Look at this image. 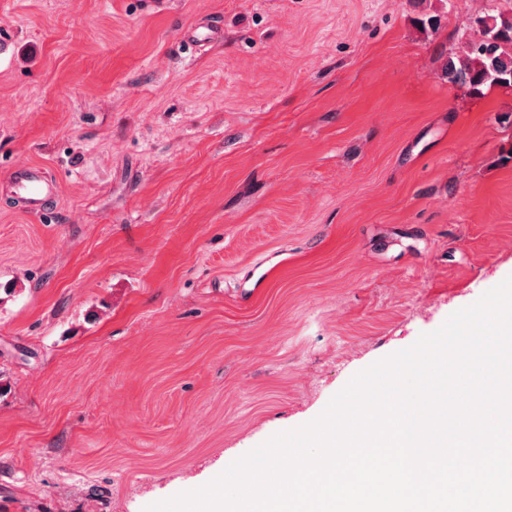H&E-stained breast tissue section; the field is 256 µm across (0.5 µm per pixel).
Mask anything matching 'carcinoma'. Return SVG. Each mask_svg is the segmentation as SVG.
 Returning a JSON list of instances; mask_svg holds the SVG:
<instances>
[{"label": "carcinoma", "mask_w": 512, "mask_h": 512, "mask_svg": "<svg viewBox=\"0 0 512 512\" xmlns=\"http://www.w3.org/2000/svg\"><path fill=\"white\" fill-rule=\"evenodd\" d=\"M506 13L493 9L483 15L494 26L470 21L468 35L461 50L448 57L444 77L453 84H462L473 92L482 86L499 84L497 77L512 72V21Z\"/></svg>", "instance_id": "obj_1"}]
</instances>
